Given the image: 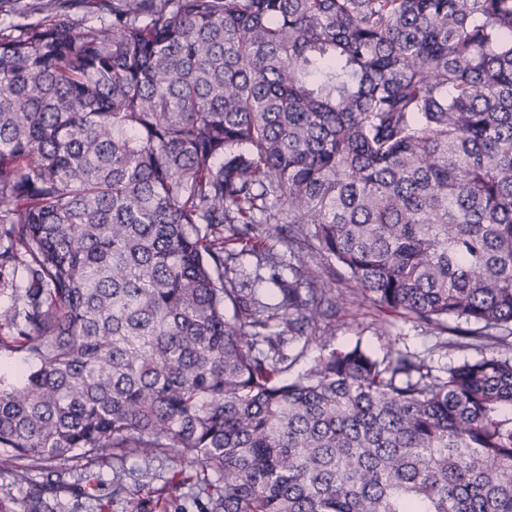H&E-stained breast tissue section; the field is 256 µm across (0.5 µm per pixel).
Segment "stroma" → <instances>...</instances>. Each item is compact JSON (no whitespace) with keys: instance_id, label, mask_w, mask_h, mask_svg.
<instances>
[{"instance_id":"obj_1","label":"stroma","mask_w":512,"mask_h":512,"mask_svg":"<svg viewBox=\"0 0 512 512\" xmlns=\"http://www.w3.org/2000/svg\"><path fill=\"white\" fill-rule=\"evenodd\" d=\"M224 247L238 256L229 275L241 284L258 274L269 276V268L258 265L267 252L276 253L285 264L296 263L302 254L287 233H269L262 227L247 239L225 237ZM331 319L336 325L334 335L285 343L289 361L286 379L304 374L332 350L354 346L379 359L393 350L409 352L425 358L437 370L479 356L473 349H445L447 331L413 322L404 314L368 301L333 312ZM117 473L126 485L119 495L113 494L110 485ZM195 473V467L179 464L171 456L147 458L134 451L120 460L107 456L63 465L51 474L33 468L25 482L17 481L13 472L5 469L0 470V512H26L36 490L41 493L45 512H208V498Z\"/></svg>"}]
</instances>
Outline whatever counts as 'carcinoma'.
I'll use <instances>...</instances> for the list:
<instances>
[{
	"label": "carcinoma",
	"instance_id": "1",
	"mask_svg": "<svg viewBox=\"0 0 512 512\" xmlns=\"http://www.w3.org/2000/svg\"><path fill=\"white\" fill-rule=\"evenodd\" d=\"M39 9L0 29V348L31 362L0 467L133 448L218 474L210 512H512V0ZM271 197L315 241L270 278L289 333L362 297L492 352L281 379L224 257Z\"/></svg>",
	"mask_w": 512,
	"mask_h": 512
}]
</instances>
